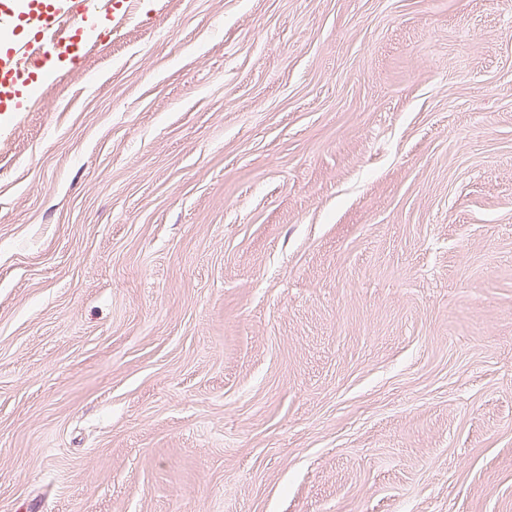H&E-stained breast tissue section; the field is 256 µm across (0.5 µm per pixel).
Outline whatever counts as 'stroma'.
Segmentation results:
<instances>
[{"label": "stroma", "mask_w": 512, "mask_h": 512, "mask_svg": "<svg viewBox=\"0 0 512 512\" xmlns=\"http://www.w3.org/2000/svg\"><path fill=\"white\" fill-rule=\"evenodd\" d=\"M0 113V512H512V0H147Z\"/></svg>", "instance_id": "obj_1"}]
</instances>
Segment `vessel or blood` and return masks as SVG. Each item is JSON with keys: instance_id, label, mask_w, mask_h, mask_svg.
Returning a JSON list of instances; mask_svg holds the SVG:
<instances>
[{"instance_id": "b4317fda", "label": "vessel or blood", "mask_w": 512, "mask_h": 512, "mask_svg": "<svg viewBox=\"0 0 512 512\" xmlns=\"http://www.w3.org/2000/svg\"><path fill=\"white\" fill-rule=\"evenodd\" d=\"M14 0H0V31L14 33L9 47H0V112H16L23 90L33 89L48 60L72 53L84 25L95 15L120 22L134 0H25L16 11Z\"/></svg>"}]
</instances>
